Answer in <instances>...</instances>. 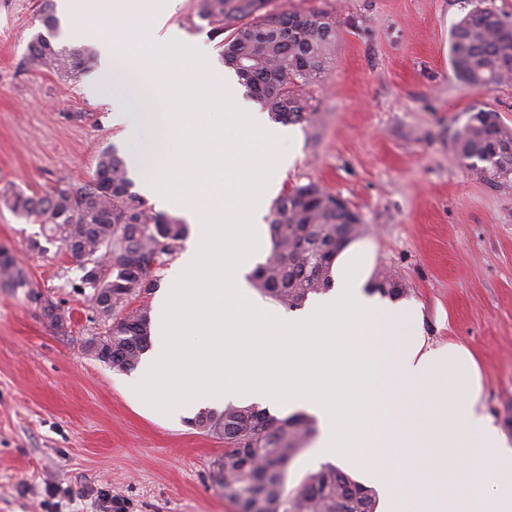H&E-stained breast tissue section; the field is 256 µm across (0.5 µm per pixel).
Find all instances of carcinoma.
<instances>
[{
	"label": "carcinoma",
	"instance_id": "cac0c4a2",
	"mask_svg": "<svg viewBox=\"0 0 512 512\" xmlns=\"http://www.w3.org/2000/svg\"><path fill=\"white\" fill-rule=\"evenodd\" d=\"M269 0H202L199 17L207 21L224 65L232 69L248 95L277 122L313 123L301 89L319 80L336 56V22L324 11L288 13L268 9ZM37 33L26 62L35 70L74 76L88 67L76 49L57 46V19L51 0H42ZM450 63L456 77L474 87L492 89L512 79V26L489 9L466 13L449 36ZM455 151L467 166L494 177L512 174V129L496 114L476 110L455 134ZM128 164L116 150L99 154L93 179L83 185L61 182L51 191L28 195L0 192V204L40 225L41 241L58 243L83 267L89 258L107 257L108 278L99 289L79 278L102 334L86 341L98 361L118 372L136 368L148 348V308L131 302L157 286V273L188 234L179 218L157 212L131 191ZM363 232L359 212L336 206V195L315 183L295 185L271 208L270 254L252 273L253 287L287 309L330 287L337 251ZM0 280L32 290L28 273L0 252ZM377 290L397 298L402 284L388 270L376 276ZM61 306L49 300L42 316L62 330L67 320L54 315ZM192 424L224 440L228 448L209 474L211 485L236 512H376V492L335 465L307 472L288 487V470L314 434L303 414L278 417L257 405H230L198 415Z\"/></svg>",
	"mask_w": 512,
	"mask_h": 512
}]
</instances>
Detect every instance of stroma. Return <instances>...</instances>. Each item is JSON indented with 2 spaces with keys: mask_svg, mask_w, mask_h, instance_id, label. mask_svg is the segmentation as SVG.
I'll use <instances>...</instances> for the list:
<instances>
[{
  "mask_svg": "<svg viewBox=\"0 0 512 512\" xmlns=\"http://www.w3.org/2000/svg\"><path fill=\"white\" fill-rule=\"evenodd\" d=\"M41 0H0V188L41 194L88 181L98 155L129 148L92 70L66 78L30 69ZM273 9L326 11L336 58L305 87L314 124H290L294 160L276 191L315 183L361 214L376 269H390L422 303L427 336L468 348L482 374L481 403L512 444V175L467 167L454 135L472 110L512 127V81L464 85L448 57L451 27L488 8L512 25V0H271ZM178 0L171 21L223 68L218 42ZM38 225L0 206V248L35 291L70 316L65 332L26 289L0 285V512H235L209 473L222 439L186 419L146 415L129 373L94 359L101 332L77 291L81 271L59 244L30 249Z\"/></svg>",
  "mask_w": 512,
  "mask_h": 512,
  "instance_id": "stroma-1",
  "label": "stroma"
}]
</instances>
